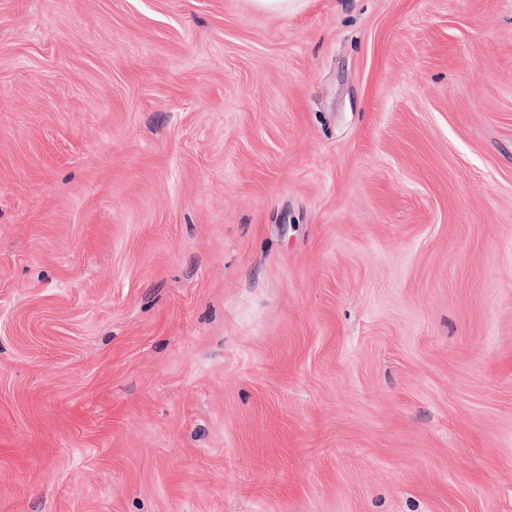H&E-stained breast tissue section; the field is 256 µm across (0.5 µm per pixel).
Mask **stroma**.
I'll list each match as a JSON object with an SVG mask.
<instances>
[{
    "label": "stroma",
    "mask_w": 512,
    "mask_h": 512,
    "mask_svg": "<svg viewBox=\"0 0 512 512\" xmlns=\"http://www.w3.org/2000/svg\"><path fill=\"white\" fill-rule=\"evenodd\" d=\"M0 512H512V0H0Z\"/></svg>",
    "instance_id": "stroma-1"
}]
</instances>
